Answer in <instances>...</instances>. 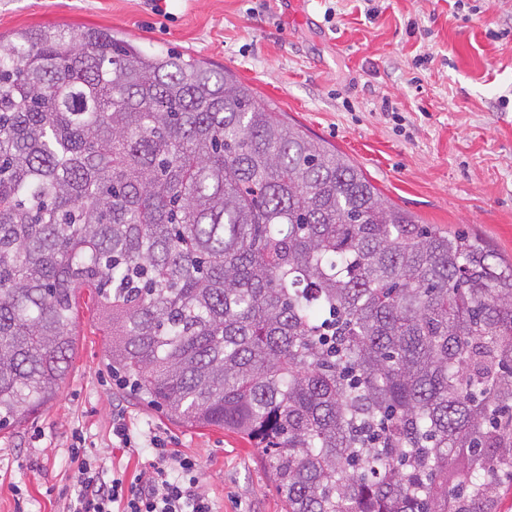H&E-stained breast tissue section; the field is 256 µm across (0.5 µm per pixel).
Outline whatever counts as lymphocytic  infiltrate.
<instances>
[{
    "label": "lymphocytic infiltrate",
    "instance_id": "f902f5d3",
    "mask_svg": "<svg viewBox=\"0 0 512 512\" xmlns=\"http://www.w3.org/2000/svg\"><path fill=\"white\" fill-rule=\"evenodd\" d=\"M76 469L67 512H215L201 491L195 460L156 444L145 466L133 475L104 478L102 466L73 446Z\"/></svg>",
    "mask_w": 512,
    "mask_h": 512
}]
</instances>
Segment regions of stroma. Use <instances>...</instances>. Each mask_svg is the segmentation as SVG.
I'll return each instance as SVG.
<instances>
[{
	"instance_id": "1",
	"label": "stroma",
	"mask_w": 512,
	"mask_h": 512,
	"mask_svg": "<svg viewBox=\"0 0 512 512\" xmlns=\"http://www.w3.org/2000/svg\"><path fill=\"white\" fill-rule=\"evenodd\" d=\"M0 0V36L95 26L148 51L232 73L262 102L347 155L424 224L482 238L512 263V0ZM332 20H325V11ZM76 348L59 396L0 431V512H66L74 432L113 473L153 438L197 460L217 512H285L263 454L240 435L190 428L135 396L107 365L105 322L75 299ZM123 418L131 444H112Z\"/></svg>"
}]
</instances>
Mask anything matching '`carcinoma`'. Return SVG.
I'll return each instance as SVG.
<instances>
[{"label": "carcinoma", "mask_w": 512, "mask_h": 512, "mask_svg": "<svg viewBox=\"0 0 512 512\" xmlns=\"http://www.w3.org/2000/svg\"><path fill=\"white\" fill-rule=\"evenodd\" d=\"M82 288L110 369L261 449L288 512H472L512 476V263L224 70L35 26L0 43V430L57 399Z\"/></svg>", "instance_id": "1"}]
</instances>
